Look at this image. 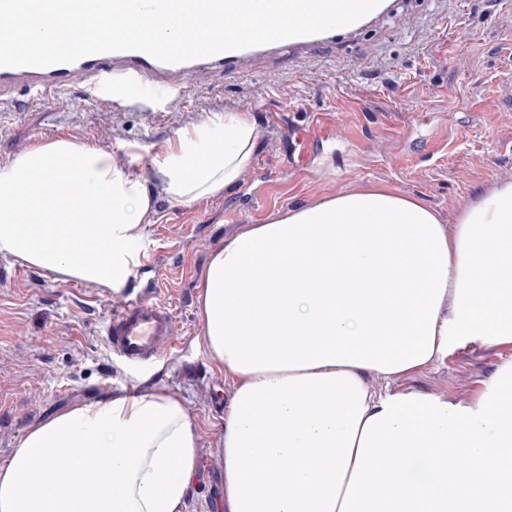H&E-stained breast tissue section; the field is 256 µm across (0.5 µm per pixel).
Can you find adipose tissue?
<instances>
[{
    "label": "adipose tissue",
    "mask_w": 512,
    "mask_h": 512,
    "mask_svg": "<svg viewBox=\"0 0 512 512\" xmlns=\"http://www.w3.org/2000/svg\"><path fill=\"white\" fill-rule=\"evenodd\" d=\"M257 139L228 112L151 163L188 203L229 190ZM151 206L140 176L62 135L0 167V255L117 290ZM483 256L497 265L488 283ZM198 288L205 350L237 378L216 512H512V359L467 407L372 393L362 378L413 370L462 338L512 344V182L479 191L451 236L422 201L381 188L289 209L226 238ZM199 440L162 388L76 405L27 429L0 468V512H180ZM452 448L495 451L499 480L449 470Z\"/></svg>",
    "instance_id": "ef3b65f1"
}]
</instances>
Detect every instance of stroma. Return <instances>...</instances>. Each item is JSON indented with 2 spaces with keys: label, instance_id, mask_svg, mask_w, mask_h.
I'll return each mask as SVG.
<instances>
[{
  "label": "stroma",
  "instance_id": "stroma-1",
  "mask_svg": "<svg viewBox=\"0 0 512 512\" xmlns=\"http://www.w3.org/2000/svg\"><path fill=\"white\" fill-rule=\"evenodd\" d=\"M509 70L512 0H396L391 12L301 58L260 61L235 78H191L185 100L162 112L118 109L79 86L24 104L0 124V166L62 135L110 151L152 194L143 224L155 261L117 291L26 267L0 284V466L50 414L163 387L183 397L201 435L198 480L182 512H215L224 486L221 415L235 378L203 353L198 284L211 254L247 225L369 186L422 200L455 234V217L476 191L512 182V86L502 81ZM227 112L252 115L253 163L223 194L170 201L152 157L178 130ZM325 129L333 139H323ZM303 149L311 167L290 161ZM154 283L172 306L176 346L131 365L110 349L106 320L128 294ZM507 359L512 345L467 341L412 371L363 378L373 391L465 407Z\"/></svg>",
  "mask_w": 512,
  "mask_h": 512
}]
</instances>
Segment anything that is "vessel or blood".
Wrapping results in <instances>:
<instances>
[{"mask_svg": "<svg viewBox=\"0 0 512 512\" xmlns=\"http://www.w3.org/2000/svg\"><path fill=\"white\" fill-rule=\"evenodd\" d=\"M331 39L330 32L324 31L177 64L128 50L87 55L72 63L49 67H0V117L17 111L16 89H24L32 101L55 99L70 93L79 80L87 92L106 96L118 108L180 100L192 74L212 70L234 74L252 59H273L285 52L297 56ZM174 330L173 309L157 287L138 294L110 313L106 326L113 352L130 363L154 359L165 349L173 348Z\"/></svg>", "mask_w": 512, "mask_h": 512, "instance_id": "vessel-or-blood-1", "label": "vessel or blood"}]
</instances>
